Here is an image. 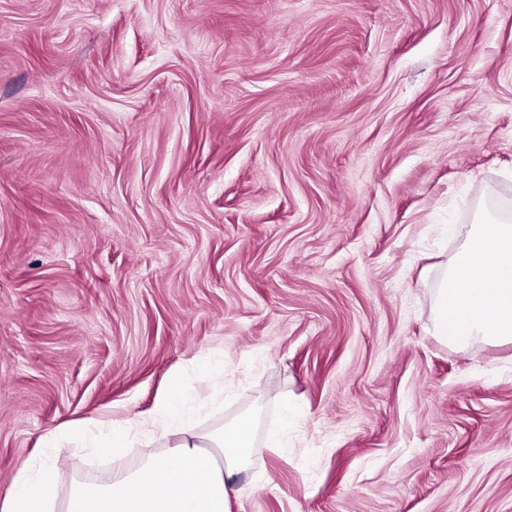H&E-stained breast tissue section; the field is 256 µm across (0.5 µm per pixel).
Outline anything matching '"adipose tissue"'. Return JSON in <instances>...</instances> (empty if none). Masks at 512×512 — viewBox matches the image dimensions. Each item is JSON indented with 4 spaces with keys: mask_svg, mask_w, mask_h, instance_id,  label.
Returning a JSON list of instances; mask_svg holds the SVG:
<instances>
[{
    "mask_svg": "<svg viewBox=\"0 0 512 512\" xmlns=\"http://www.w3.org/2000/svg\"><path fill=\"white\" fill-rule=\"evenodd\" d=\"M455 233L462 245L433 294L436 336L462 349L478 340L512 342V224L486 221ZM190 400L182 373H173L147 415L113 422L91 436L93 447L118 457L137 435H179L172 449L179 466L147 456L112 482L76 484L60 512H229L232 486L250 464L252 420L244 416L220 430L196 433ZM55 476L50 460L21 469L0 512H47Z\"/></svg>",
    "mask_w": 512,
    "mask_h": 512,
    "instance_id": "obj_1",
    "label": "adipose tissue"
}]
</instances>
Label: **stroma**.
I'll list each match as a JSON object with an SVG mask.
<instances>
[{"instance_id":"obj_1","label":"stroma","mask_w":512,"mask_h":512,"mask_svg":"<svg viewBox=\"0 0 512 512\" xmlns=\"http://www.w3.org/2000/svg\"><path fill=\"white\" fill-rule=\"evenodd\" d=\"M505 210L512 0H0V499L183 368L230 512H512V342L432 302Z\"/></svg>"}]
</instances>
